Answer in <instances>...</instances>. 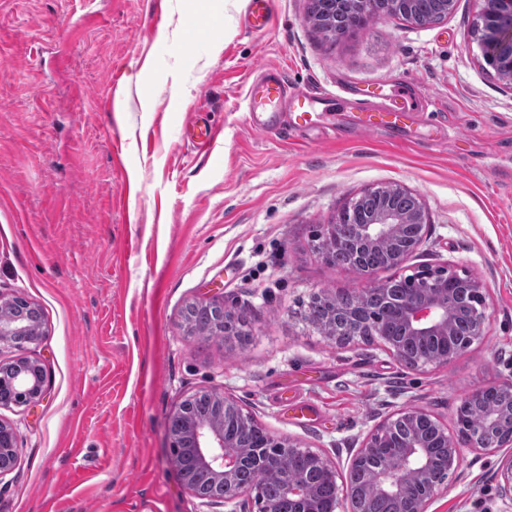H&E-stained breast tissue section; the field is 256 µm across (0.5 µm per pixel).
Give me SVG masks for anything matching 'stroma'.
Listing matches in <instances>:
<instances>
[{"instance_id": "35a3bbf8", "label": "stroma", "mask_w": 512, "mask_h": 512, "mask_svg": "<svg viewBox=\"0 0 512 512\" xmlns=\"http://www.w3.org/2000/svg\"><path fill=\"white\" fill-rule=\"evenodd\" d=\"M308 5L273 0L259 34L249 0H0V296L38 305L46 331L27 350L44 397L0 406L22 449L0 512H208L168 433L202 390L343 473L402 405L452 430L470 391L512 375V89L478 43L483 0L428 27L377 19L333 47ZM270 65L291 86L349 92L297 139L253 132L248 89ZM397 86L414 122L359 136L360 101ZM194 110L215 130L205 152L184 136ZM394 185L428 218L405 270L447 264L485 296L483 338L422 371L378 342L336 346L306 318L313 295L390 277L326 265L313 238ZM225 300L245 337L188 332L186 306ZM511 455L465 451L428 512H512L498 478Z\"/></svg>"}]
</instances>
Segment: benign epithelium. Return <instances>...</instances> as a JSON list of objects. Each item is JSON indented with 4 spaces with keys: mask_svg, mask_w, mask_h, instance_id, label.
I'll use <instances>...</instances> for the list:
<instances>
[{
    "mask_svg": "<svg viewBox=\"0 0 512 512\" xmlns=\"http://www.w3.org/2000/svg\"><path fill=\"white\" fill-rule=\"evenodd\" d=\"M486 6L480 17L481 47L484 57L494 67L499 79L512 90V0H485ZM427 238V213L422 200L416 209L401 214L393 210L375 213L356 225L355 248L350 255L352 267L364 275L372 271L362 264V249L391 246L388 264L398 269L415 253ZM401 278L397 273L372 287L386 297L397 310L402 326L400 339L395 340L380 333L386 351L401 365H406L404 345L413 341H441L447 347L437 356L419 359L415 369L444 366L466 351L484 336L486 312L483 285L471 277H462L449 265H421L413 274L405 277L411 284L401 297L390 295L389 284ZM466 293L473 302L471 331L462 342L448 344L454 323V295ZM12 336H26L24 343L14 347L22 351L46 336L42 321L34 314L17 318L0 315V342H10ZM8 379L16 397V404L30 405L40 401L45 393L44 368L34 360L18 356L9 363H0V381ZM496 395V402L485 409L484 425L492 427L499 416L512 412V376L474 389L465 397L473 404L484 399L486 393ZM209 403L208 420L198 417L193 398L185 399L170 415L169 433L172 440V459H177L189 448L196 468L210 477L204 486L188 485V488L212 508L226 507L228 512H275L264 500L260 489L241 485L228 495L224 486L236 477L261 469L265 455L259 448L243 447V440L250 432L261 427L252 415L231 398L213 390L196 393ZM231 416L239 425V433L228 435L224 430V417ZM275 447L290 454L307 458L321 473L337 478L336 464L326 454L310 448H302L292 442H275ZM488 452L480 435L472 433L464 423L457 436L448 434L445 427L427 410L405 404L392 413L367 434L351 461L349 471L362 469L366 483L360 485L345 480L336 485V494L325 500L308 498V484L304 477L287 469L273 474L278 481L284 499L294 505L291 512H338L347 505L346 512H368L367 492L390 498L399 504V512H428L435 496L448 491L445 479L438 471L453 473L459 467L464 449ZM21 448L14 428L0 420V454L18 460ZM500 490L502 496L512 500V457L500 464Z\"/></svg>",
    "mask_w": 512,
    "mask_h": 512,
    "instance_id": "benign-epithelium-1",
    "label": "benign epithelium"
}]
</instances>
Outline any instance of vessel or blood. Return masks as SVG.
Masks as SVG:
<instances>
[{
	"mask_svg": "<svg viewBox=\"0 0 512 512\" xmlns=\"http://www.w3.org/2000/svg\"><path fill=\"white\" fill-rule=\"evenodd\" d=\"M272 21V0H251L247 22L250 30L267 32ZM251 101L249 125L252 130L267 134L277 132L293 135L315 126L316 108L325 104V97L311 91L293 90L281 69L265 67L249 87ZM414 110L407 93L395 89L387 105L366 107L358 112L356 125L365 134L393 132L406 127ZM187 138L199 148H207L214 138L209 123L190 118L185 126Z\"/></svg>",
	"mask_w": 512,
	"mask_h": 512,
	"instance_id": "obj_1",
	"label": "vessel or blood"
}]
</instances>
